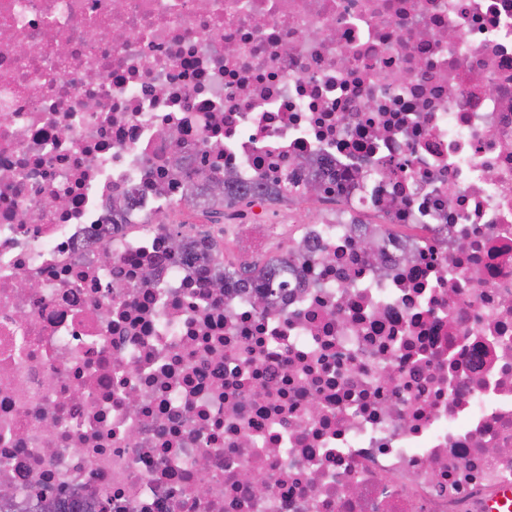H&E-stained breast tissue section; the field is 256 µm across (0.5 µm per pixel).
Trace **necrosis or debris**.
<instances>
[{
  "instance_id": "1",
  "label": "necrosis or debris",
  "mask_w": 512,
  "mask_h": 512,
  "mask_svg": "<svg viewBox=\"0 0 512 512\" xmlns=\"http://www.w3.org/2000/svg\"><path fill=\"white\" fill-rule=\"evenodd\" d=\"M221 179L260 186L255 225L310 184L333 208L244 287L233 236L161 217ZM508 487L512 0H0L10 512Z\"/></svg>"
}]
</instances>
